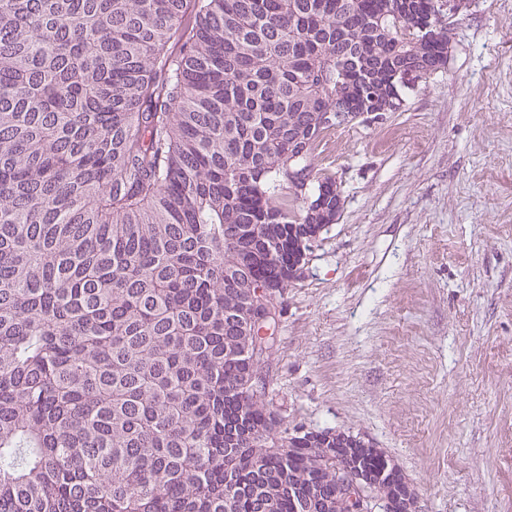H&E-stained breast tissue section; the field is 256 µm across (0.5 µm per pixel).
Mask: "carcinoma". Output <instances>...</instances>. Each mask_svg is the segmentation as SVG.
Listing matches in <instances>:
<instances>
[{
	"instance_id": "obj_1",
	"label": "carcinoma",
	"mask_w": 512,
	"mask_h": 512,
	"mask_svg": "<svg viewBox=\"0 0 512 512\" xmlns=\"http://www.w3.org/2000/svg\"><path fill=\"white\" fill-rule=\"evenodd\" d=\"M0 0V512H416L357 434L281 428L255 347L473 0ZM349 493L355 502V512H382L379 502L372 497L369 490L356 481L350 483Z\"/></svg>"
}]
</instances>
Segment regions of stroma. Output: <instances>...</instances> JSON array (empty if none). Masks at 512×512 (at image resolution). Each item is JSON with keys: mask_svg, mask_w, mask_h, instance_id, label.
Returning a JSON list of instances; mask_svg holds the SVG:
<instances>
[{"mask_svg": "<svg viewBox=\"0 0 512 512\" xmlns=\"http://www.w3.org/2000/svg\"><path fill=\"white\" fill-rule=\"evenodd\" d=\"M403 107L328 133L341 212L257 365L288 429L361 434L418 512H512V0Z\"/></svg>", "mask_w": 512, "mask_h": 512, "instance_id": "35a3bbf8", "label": "stroma"}]
</instances>
